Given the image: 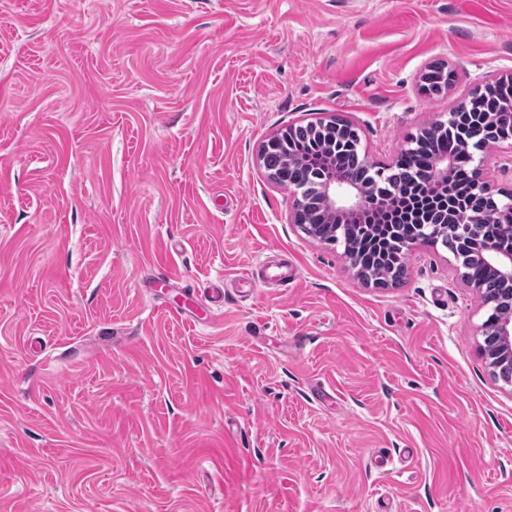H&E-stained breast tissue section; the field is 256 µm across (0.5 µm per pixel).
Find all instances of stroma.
<instances>
[{
  "mask_svg": "<svg viewBox=\"0 0 512 512\" xmlns=\"http://www.w3.org/2000/svg\"><path fill=\"white\" fill-rule=\"evenodd\" d=\"M490 74L512 0H0V512H512L479 291L426 244L359 280L259 158L339 116L388 164Z\"/></svg>",
  "mask_w": 512,
  "mask_h": 512,
  "instance_id": "35a3bbf8",
  "label": "stroma"
}]
</instances>
